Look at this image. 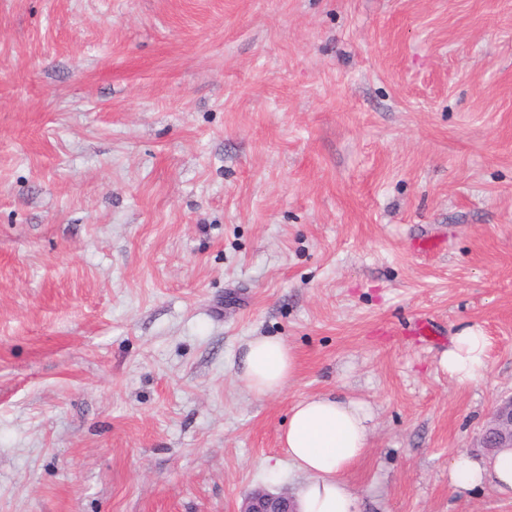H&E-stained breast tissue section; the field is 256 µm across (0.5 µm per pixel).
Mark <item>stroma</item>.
I'll use <instances>...</instances> for the list:
<instances>
[{
	"instance_id": "1",
	"label": "stroma",
	"mask_w": 512,
	"mask_h": 512,
	"mask_svg": "<svg viewBox=\"0 0 512 512\" xmlns=\"http://www.w3.org/2000/svg\"><path fill=\"white\" fill-rule=\"evenodd\" d=\"M328 392L361 512H512L448 478L512 394V0H0V512H239ZM487 340L478 326L462 329L451 339L448 351L441 357V363L448 374L459 384H467L484 376ZM293 350L280 338L256 337L241 356L239 379L247 391L258 396L278 394L295 375Z\"/></svg>"
}]
</instances>
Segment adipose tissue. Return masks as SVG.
<instances>
[{
    "instance_id": "1",
    "label": "adipose tissue",
    "mask_w": 512,
    "mask_h": 512,
    "mask_svg": "<svg viewBox=\"0 0 512 512\" xmlns=\"http://www.w3.org/2000/svg\"><path fill=\"white\" fill-rule=\"evenodd\" d=\"M486 347L479 327L464 328L452 337L441 363L457 383L477 381L487 369ZM295 369V354L282 339L256 337L241 356L239 379L247 391L270 396L283 390ZM371 420L366 404L333 394L293 403L281 446L289 468L306 478L296 492L300 512H358V495L347 474L367 451ZM448 475L463 489L488 482L512 496V448L481 457L460 451Z\"/></svg>"
}]
</instances>
